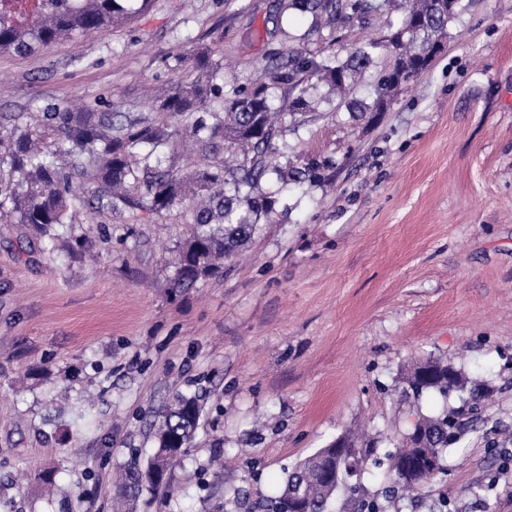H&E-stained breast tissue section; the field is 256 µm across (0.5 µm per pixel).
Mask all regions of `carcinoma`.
Listing matches in <instances>:
<instances>
[{"instance_id": "1", "label": "carcinoma", "mask_w": 512, "mask_h": 512, "mask_svg": "<svg viewBox=\"0 0 512 512\" xmlns=\"http://www.w3.org/2000/svg\"><path fill=\"white\" fill-rule=\"evenodd\" d=\"M149 0H0V53L29 56L52 43L118 25ZM285 8L311 15L314 24H347L363 28L385 18L383 39L365 37L344 56H317L303 46L288 49V59L271 60L250 85L222 91V63L210 47L194 56V70L207 74L208 84L186 79L156 100L154 117L125 118L86 103L73 109L54 107L39 113L10 112L0 116V222L25 224L52 243L72 235L67 214L76 201L73 183L88 179L97 185L98 208L121 212L140 206L161 214L188 204V238L177 247L174 286L189 287L217 276L222 261L233 258L259 230L261 218L273 213L277 196L287 186L321 180L320 166L295 165L276 148L283 127H297L323 103L346 102L379 55L389 65L375 86V97L360 102L353 116L387 110L391 98L412 79L426 73L437 56L436 45L448 36V25L464 10L462 0H286ZM327 88L317 94L319 86ZM285 88L287 98L275 104L271 89ZM192 139L197 159L183 173L168 167L173 130ZM224 143L233 163L212 160ZM469 389V399L437 416H420L406 443L388 455L384 494L391 502L443 471L448 446L477 428L485 412L484 388L452 364L427 360L411 369L402 393L420 399L428 392L443 397ZM200 417L194 396L176 394L155 431L157 447L147 465L127 463L116 483L119 498L134 506L146 486L161 484L146 466L169 472L194 436ZM381 466L375 449L360 448L346 438V447L331 461L321 452L297 463L289 472L271 512H328L338 492L352 497L360 486L354 478Z\"/></svg>"}]
</instances>
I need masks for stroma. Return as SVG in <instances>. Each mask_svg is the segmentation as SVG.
Returning <instances> with one entry per match:
<instances>
[{"instance_id": "35a3bbf8", "label": "stroma", "mask_w": 512, "mask_h": 512, "mask_svg": "<svg viewBox=\"0 0 512 512\" xmlns=\"http://www.w3.org/2000/svg\"><path fill=\"white\" fill-rule=\"evenodd\" d=\"M443 52L371 122L326 106L284 132L325 184L287 196L221 277L173 285L182 207L114 215L78 181L85 249L0 224V512H117L113 478L154 447L175 393L196 438L136 512H262L291 468L348 432L406 433L402 378L455 364L512 426V0H464ZM322 55L379 29H312L281 0H150L129 21L0 54V113L102 99L152 112L212 46L224 86L289 37ZM384 512H512V446L477 432Z\"/></svg>"}]
</instances>
